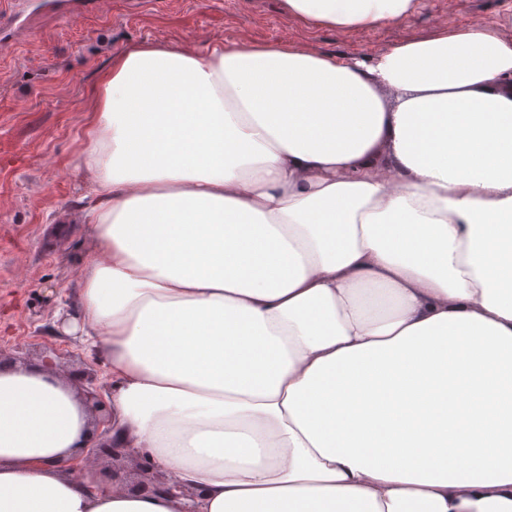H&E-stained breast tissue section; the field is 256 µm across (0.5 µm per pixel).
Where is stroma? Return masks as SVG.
<instances>
[{
	"label": "stroma",
	"instance_id": "obj_1",
	"mask_svg": "<svg viewBox=\"0 0 512 512\" xmlns=\"http://www.w3.org/2000/svg\"><path fill=\"white\" fill-rule=\"evenodd\" d=\"M482 25L512 41V0H418L416 10L366 30L288 17L282 0H100L74 17H42L0 47V351L104 370L79 337L55 331L59 309L76 311L91 240L57 237L83 193L72 161L99 76L113 55L142 42L200 50L224 40L294 43L337 58L374 55L435 25Z\"/></svg>",
	"mask_w": 512,
	"mask_h": 512
}]
</instances>
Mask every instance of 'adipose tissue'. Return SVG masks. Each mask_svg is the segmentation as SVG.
Segmentation results:
<instances>
[{"instance_id": "ef3b65f1", "label": "adipose tissue", "mask_w": 512, "mask_h": 512, "mask_svg": "<svg viewBox=\"0 0 512 512\" xmlns=\"http://www.w3.org/2000/svg\"><path fill=\"white\" fill-rule=\"evenodd\" d=\"M416 4L284 9L356 30ZM73 167L92 254L67 327L105 360L113 440L185 494L90 493L63 468L94 432L75 387L5 366L0 512H512V41L143 42ZM436 383L468 428L439 426Z\"/></svg>"}]
</instances>
